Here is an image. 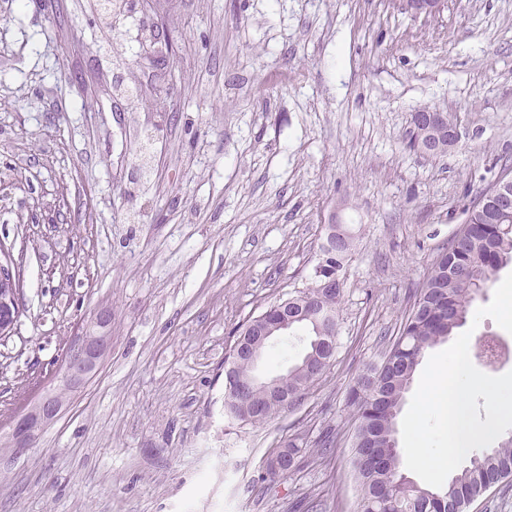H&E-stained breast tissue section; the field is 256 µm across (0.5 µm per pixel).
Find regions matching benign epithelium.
Segmentation results:
<instances>
[{
	"label": "benign epithelium",
	"mask_w": 512,
	"mask_h": 512,
	"mask_svg": "<svg viewBox=\"0 0 512 512\" xmlns=\"http://www.w3.org/2000/svg\"><path fill=\"white\" fill-rule=\"evenodd\" d=\"M405 10L415 17L434 18L448 7V0H403ZM422 128L416 148L434 154L460 142L457 124L444 112L424 109L415 113ZM494 209L512 211V173L500 176L467 211L466 219L480 218ZM19 279L10 259L0 262V335H10L15 327L19 306ZM112 311L102 308L83 321L67 344L57 367L49 379L38 385L9 424L13 452L20 455L33 444L39 432L64 412L56 391L64 386L67 392L81 391L98 373L112 342Z\"/></svg>",
	"instance_id": "obj_1"
}]
</instances>
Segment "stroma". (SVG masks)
<instances>
[{
    "label": "stroma",
    "instance_id": "35a3bbf8",
    "mask_svg": "<svg viewBox=\"0 0 512 512\" xmlns=\"http://www.w3.org/2000/svg\"><path fill=\"white\" fill-rule=\"evenodd\" d=\"M461 142L409 144L414 112ZM512 169V0H0V242L22 312L0 339V433L75 326L112 312L98 375L24 454L0 512H357L347 393L434 256ZM355 236L336 354L262 426L224 413L238 328ZM306 333L258 363L283 374ZM302 438L296 468L266 461ZM329 438L320 447V438ZM405 10L415 17L434 18L440 16L448 6L447 0H403ZM414 118L423 128L416 144V148L422 153L434 154L446 146L450 148L460 142L461 135L457 124L448 117V113L424 109L417 111Z\"/></svg>",
    "mask_w": 512,
    "mask_h": 512
}]
</instances>
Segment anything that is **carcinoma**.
<instances>
[{"instance_id":"1","label":"carcinoma","mask_w":512,"mask_h":512,"mask_svg":"<svg viewBox=\"0 0 512 512\" xmlns=\"http://www.w3.org/2000/svg\"><path fill=\"white\" fill-rule=\"evenodd\" d=\"M457 234L459 244L449 242L433 261L416 294L410 313L384 359L369 366L350 387L348 401L357 426L352 435L351 465L359 488L358 512H467L471 501L512 468V436L497 447L474 453L443 486L422 484L407 489L401 481V461L393 449L384 447L381 432L388 422L398 425L404 393L428 349L445 342L467 323L479 296L477 283H488L502 266L512 263V222L508 224H465ZM352 246H344L320 261L344 275ZM344 289L330 291L323 277L312 274L311 284L288 298V315L293 325L309 332L310 341L301 358L281 375L280 386L298 402L305 390L318 380L322 361L336 351L331 338L320 346L319 319L336 317Z\"/></svg>"}]
</instances>
